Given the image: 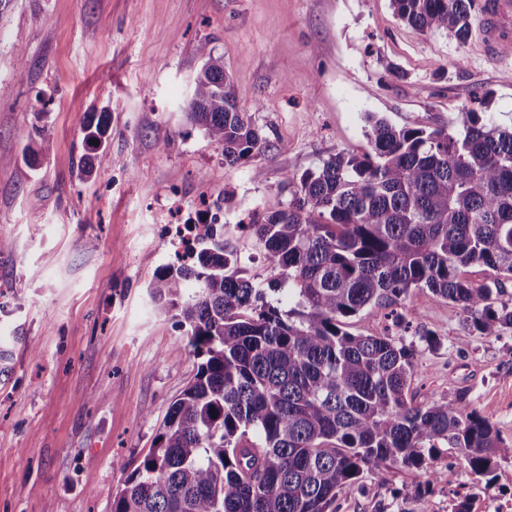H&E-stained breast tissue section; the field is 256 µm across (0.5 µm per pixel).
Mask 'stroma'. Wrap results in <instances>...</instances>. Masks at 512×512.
<instances>
[{
  "label": "stroma",
  "mask_w": 512,
  "mask_h": 512,
  "mask_svg": "<svg viewBox=\"0 0 512 512\" xmlns=\"http://www.w3.org/2000/svg\"><path fill=\"white\" fill-rule=\"evenodd\" d=\"M207 45L266 140L225 164L185 112ZM512 123V51L489 57L398 20L391 0H0V512H112L196 372L184 330L149 284L174 263L168 224H220L255 281L264 252L239 227L280 209L292 178L370 149L365 115L449 125L462 106ZM108 109L106 143L84 146ZM91 154L92 171L81 168ZM400 312L351 318L416 350L409 393L465 395L512 442V332L470 334L459 309L414 290ZM498 512L492 481L454 448L428 470L363 474L336 512ZM109 118V112L104 108L100 112H92L87 119L84 125V139L89 151L100 147L104 142L109 127ZM90 140H97L99 144L90 143Z\"/></svg>",
  "instance_id": "stroma-1"
}]
</instances>
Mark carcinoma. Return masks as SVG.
Segmentation results:
<instances>
[{
  "label": "carcinoma",
  "mask_w": 512,
  "mask_h": 512,
  "mask_svg": "<svg viewBox=\"0 0 512 512\" xmlns=\"http://www.w3.org/2000/svg\"><path fill=\"white\" fill-rule=\"evenodd\" d=\"M476 4L391 0L413 29L461 43ZM198 54L189 116L234 165L263 139L223 63L205 45ZM109 118L103 108L87 119L89 150ZM366 121L370 151L304 172L283 208L243 225L278 270L268 286L243 276L213 224L210 246L152 279L159 312L178 318L200 363L112 512H332L364 472L424 469L444 443L485 478L512 460L464 395L414 402L412 345L346 330L374 309L401 325L395 306L419 288L480 336L512 330V310H494L512 284V128L466 105L449 129ZM471 265L489 279L469 281ZM285 286L286 310L275 297Z\"/></svg>",
  "instance_id": "cac0c4a2"
}]
</instances>
